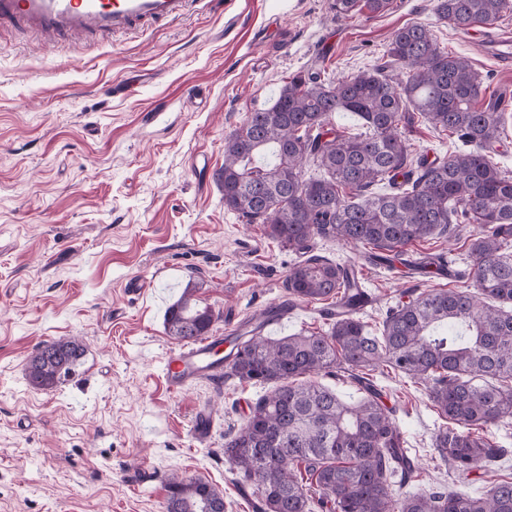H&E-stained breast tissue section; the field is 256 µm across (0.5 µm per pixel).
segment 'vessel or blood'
Instances as JSON below:
<instances>
[{
    "mask_svg": "<svg viewBox=\"0 0 512 512\" xmlns=\"http://www.w3.org/2000/svg\"><path fill=\"white\" fill-rule=\"evenodd\" d=\"M194 0H0V28L15 27L39 36L114 38L187 14ZM223 336L182 343L168 353L163 369L169 393L199 380H221L218 353Z\"/></svg>",
    "mask_w": 512,
    "mask_h": 512,
    "instance_id": "1",
    "label": "vessel or blood"
}]
</instances>
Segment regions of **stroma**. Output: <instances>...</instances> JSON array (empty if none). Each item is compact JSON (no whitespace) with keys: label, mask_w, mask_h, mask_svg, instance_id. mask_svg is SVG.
I'll use <instances>...</instances> for the list:
<instances>
[{"label":"stroma","mask_w":512,"mask_h":512,"mask_svg":"<svg viewBox=\"0 0 512 512\" xmlns=\"http://www.w3.org/2000/svg\"><path fill=\"white\" fill-rule=\"evenodd\" d=\"M433 0H393L389 11L337 17L332 0H220L132 36L76 47L0 31V512H163L172 474L224 493L225 512H255L253 489L224 460V442L262 395L227 378L181 394L164 384L179 345L164 325L189 279L220 311L224 333L288 299L296 254L263 225L224 207L213 178L224 138L268 105L289 76L321 64L340 79L380 63L392 33L426 25L442 50L469 59L489 97L512 99V60L487 42L512 37V11L457 31ZM128 85L125 95L113 85ZM415 157L460 143L423 118L405 126ZM477 225L407 244L411 254L450 252L468 261ZM362 265L378 330L412 289L472 290L457 277L405 276ZM146 293H132L133 285ZM78 338L85 355L57 387L32 389L26 363L42 343ZM373 380L424 470L425 485L483 489L512 478V458L488 478L460 481L433 447L442 425L421 385L392 373ZM208 407L206 444L192 436ZM148 469L146 482L136 478Z\"/></svg>","instance_id":"35a3bbf8"}]
</instances>
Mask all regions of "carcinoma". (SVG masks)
Segmentation results:
<instances>
[{
	"label": "carcinoma",
	"mask_w": 512,
	"mask_h": 512,
	"mask_svg": "<svg viewBox=\"0 0 512 512\" xmlns=\"http://www.w3.org/2000/svg\"><path fill=\"white\" fill-rule=\"evenodd\" d=\"M392 0H333L339 17L385 13ZM512 0H435L439 19L468 31L491 25ZM483 79L470 61L440 49L430 29L406 25L391 36L386 61L338 82L300 72L273 104L257 109L224 139L216 180L224 208L303 259L289 267L288 306L329 302L327 329L263 334L262 322L229 341L224 375L264 385L244 423L224 442L232 471L252 484L257 512H512V481L479 494L422 488L397 494L392 480H421L401 429L366 373L384 365L421 384L448 421L434 445L466 479L509 455L483 434L512 418V177L493 155L503 141L504 113L479 105ZM416 111L466 148L427 163L409 157L401 124ZM357 116L369 133L347 137L330 118ZM387 182L390 191L373 187ZM476 224L469 272L476 292L458 288L391 308L380 335L359 317L366 290L352 263L312 254L316 240L342 241L372 262L401 247ZM444 253L421 255L428 277L444 271ZM190 281L165 313L179 341L206 336L221 313L195 299ZM85 349L77 338L40 345L27 365L35 390L74 371ZM350 372L362 395L341 399L317 381ZM164 512H224V493L209 482L173 474Z\"/></svg>",
	"instance_id": "obj_1"
}]
</instances>
